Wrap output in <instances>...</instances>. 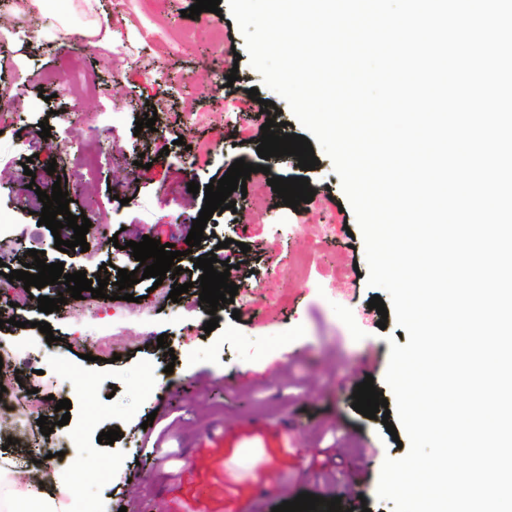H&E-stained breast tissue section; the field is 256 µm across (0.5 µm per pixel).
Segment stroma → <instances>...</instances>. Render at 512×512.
<instances>
[{
    "label": "stroma",
    "instance_id": "obj_1",
    "mask_svg": "<svg viewBox=\"0 0 512 512\" xmlns=\"http://www.w3.org/2000/svg\"><path fill=\"white\" fill-rule=\"evenodd\" d=\"M195 0H101L91 12L83 0H52L53 14L69 30L47 43L21 20L0 25V86L21 92L0 109V234L27 260L43 251L46 263L72 258L88 279L100 273L138 269L124 242L143 237L186 250V237L199 216V197L189 182L209 185L213 174L238 159L256 163L260 123L243 92L224 94L220 72L227 51L240 53L244 89L263 87L245 59L244 38L231 14L183 12ZM104 13L111 35L87 44L82 32ZM86 110L71 118L75 103ZM156 111L154 129L136 130L137 119ZM51 135L41 138L38 124ZM183 144H176V137ZM206 144L205 162L193 149ZM144 158L127 177L109 175L114 154ZM317 169L305 172L293 156L272 157L273 176H307L315 192L298 208L280 204L266 182L247 181L231 195L234 210L214 213L204 229L202 248L233 239L248 244L246 284H260L262 297L234 301L219 312V325L205 332L209 314L186 302L156 303L150 279L134 284V301L113 299L110 310L124 317L125 342L118 359H95L98 324L81 329L71 314L19 310L17 326L0 329V344L15 350L10 365L19 380L9 394L31 420L48 417L54 428L45 450L62 453L75 470L66 493L68 512H272L298 494H321L324 484L342 493L343 512H392L376 496L385 458L403 457L381 419L352 407V394L366 376L384 398L389 364L388 337L407 339L395 320L378 327L368 303L374 294L366 277L365 246L352 209L346 208L333 163L318 153ZM55 175H48V164ZM73 191V215L91 211L106 237L118 245L63 253L40 225L38 191L53 184ZM334 225L325 243L312 227ZM314 253L307 277L292 272L298 254ZM337 269L334 293L321 284ZM152 311L151 336L141 337L138 308ZM48 322L47 342L36 322ZM166 336L177 357L169 362L158 348ZM81 397H71L74 386ZM70 399L69 423L55 403ZM154 431L172 427L157 463L144 446L141 425ZM120 431L114 444L98 442L106 430ZM363 490L360 500L346 489Z\"/></svg>",
    "mask_w": 512,
    "mask_h": 512
}]
</instances>
